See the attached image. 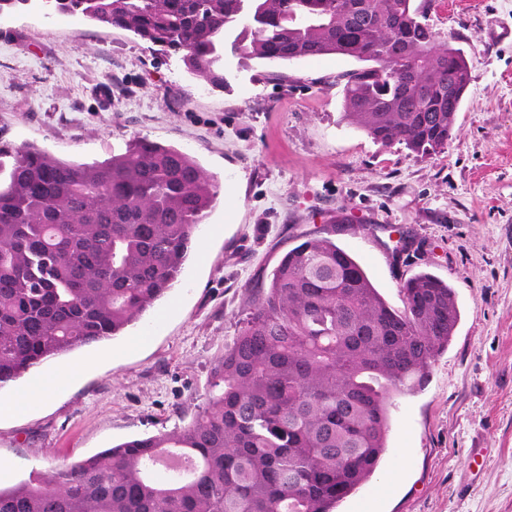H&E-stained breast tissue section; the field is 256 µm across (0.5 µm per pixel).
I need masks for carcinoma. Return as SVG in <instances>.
I'll return each mask as SVG.
<instances>
[{
    "mask_svg": "<svg viewBox=\"0 0 512 512\" xmlns=\"http://www.w3.org/2000/svg\"><path fill=\"white\" fill-rule=\"evenodd\" d=\"M127 31L224 88V55L364 66L346 119L374 142L448 147L470 84L464 55L414 0H0ZM218 198L188 153L136 137L91 164L0 147V390L121 335L173 287ZM392 308L326 237L289 249L210 368L196 417L0 486V512H333L378 468L395 396L423 385L460 313L421 272Z\"/></svg>",
    "mask_w": 512,
    "mask_h": 512,
    "instance_id": "carcinoma-1",
    "label": "carcinoma"
}]
</instances>
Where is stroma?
Segmentation results:
<instances>
[{
	"mask_svg": "<svg viewBox=\"0 0 512 512\" xmlns=\"http://www.w3.org/2000/svg\"><path fill=\"white\" fill-rule=\"evenodd\" d=\"M427 21L471 81L448 148L423 156L345 118L352 58L273 69L228 54L216 90L130 33L0 14V146L92 162L145 137L219 184L169 293L124 335L51 360L87 365L62 393L0 413V485L190 423L257 284L309 235L352 254L392 307L428 272L460 311L424 388L394 400L380 467L338 512H512V39L488 36L512 21V0H439Z\"/></svg>",
	"mask_w": 512,
	"mask_h": 512,
	"instance_id": "35a3bbf8",
	"label": "stroma"
}]
</instances>
